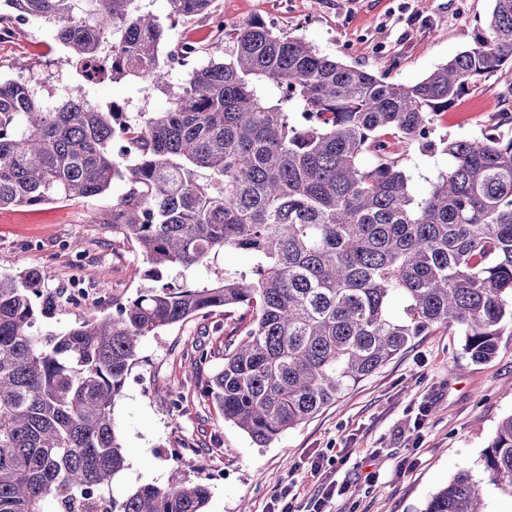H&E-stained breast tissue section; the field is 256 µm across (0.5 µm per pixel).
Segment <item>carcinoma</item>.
<instances>
[{"instance_id": "obj_1", "label": "carcinoma", "mask_w": 512, "mask_h": 512, "mask_svg": "<svg viewBox=\"0 0 512 512\" xmlns=\"http://www.w3.org/2000/svg\"><path fill=\"white\" fill-rule=\"evenodd\" d=\"M53 27L74 68L96 82L138 79L168 92L162 111L124 124L79 84L62 100L33 82L0 81V209L128 190L98 223L136 245L159 282L251 255L208 283L142 288L114 311L43 334L54 296L36 268L0 275V512H206L208 484L178 474L124 495L114 415L144 338L215 308L248 322L224 349H198L201 396L263 447L299 428L417 337L462 336L474 362L512 325V130L430 139L438 113L480 80L512 70V0H492L471 47L420 82L384 81L254 19L223 30L222 56L177 88L167 28L138 0H4ZM212 0H166L191 20ZM390 136L442 145L448 167L422 195ZM134 148L129 165L122 148ZM512 497V414L491 435L483 476L458 471L424 512H485L481 484ZM252 258L249 254L241 251H229L225 255H221L214 264L208 268H202L192 278L193 280H204L215 277V274H221L224 271V264L227 267L244 268L251 264Z\"/></svg>"}]
</instances>
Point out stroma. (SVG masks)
<instances>
[{"mask_svg": "<svg viewBox=\"0 0 512 512\" xmlns=\"http://www.w3.org/2000/svg\"><path fill=\"white\" fill-rule=\"evenodd\" d=\"M491 5V0H213L208 15L193 23L172 21L169 44L210 43L215 15L228 27L261 19L330 57L410 85L467 50ZM63 54L49 27L17 32L0 41V78L22 68L31 79L52 71L61 85H72L75 73ZM94 98L126 115L167 104L165 94L145 92L131 77L100 83ZM507 112L512 113V79L494 75L440 113L435 134L472 137ZM447 164L441 150L410 146L404 165L415 193L424 194L429 178ZM126 190V182L117 181L109 193L78 203L0 209V274L48 271L50 292L61 295L58 307L40 321L43 333L62 331L95 308L111 313L113 300L152 287L137 248L113 241L111 226L99 221ZM75 240L83 243L79 258L69 248ZM233 325L219 309L143 341L115 405L128 463L116 492L166 482L178 469L209 485V512H269L283 491L297 512H309L332 482L349 490L332 499L331 512H422L457 471L482 473L497 423L512 414V327L499 337L496 354L479 363L464 354L460 336L441 329L419 337L308 423L259 448L224 423L188 371L196 347H223ZM318 456L327 464L315 474L310 463Z\"/></svg>", "mask_w": 512, "mask_h": 512, "instance_id": "1", "label": "stroma"}]
</instances>
